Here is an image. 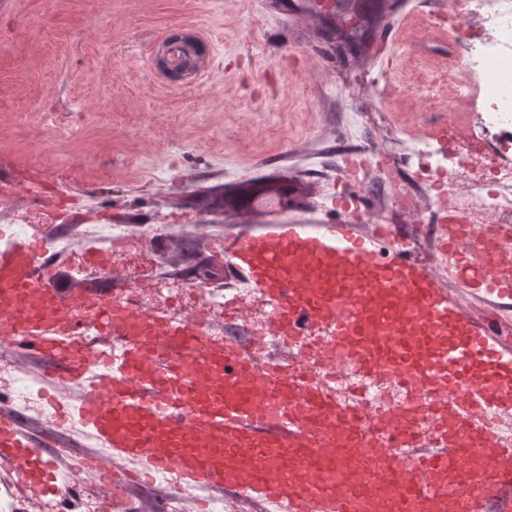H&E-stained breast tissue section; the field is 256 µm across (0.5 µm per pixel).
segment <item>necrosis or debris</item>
<instances>
[{"instance_id":"4bbe7bcc","label":"necrosis or debris","mask_w":512,"mask_h":512,"mask_svg":"<svg viewBox=\"0 0 512 512\" xmlns=\"http://www.w3.org/2000/svg\"><path fill=\"white\" fill-rule=\"evenodd\" d=\"M452 25L438 15L426 13L416 28V44H431L455 36L458 27L477 32L466 63L454 75L456 98L466 109L420 149L421 160L414 176H399L391 158L382 150L363 146L355 151L356 165L376 170L390 210L416 213L420 224L434 223L439 215H454L466 224H512V0H448ZM495 151H487V141ZM425 190L431 208L417 204L418 190ZM138 305L147 311L164 310L176 318L207 320L222 312L224 303L215 289L198 288L185 294L172 283L146 293L135 289ZM238 311L249 325L252 339L271 347L277 337L267 332L270 310L250 288L240 289ZM315 376L324 379L342 404L354 405V385L370 389L374 405L363 410L365 419L378 411L402 414L408 399L393 378L379 381L360 376L356 365L333 366L318 362ZM95 480L85 483L81 471H72L71 482L84 483L82 495L56 508L53 500L26 498L8 481L0 483V512H113L112 467L103 463L94 471Z\"/></svg>"}]
</instances>
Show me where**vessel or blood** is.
<instances>
[{"mask_svg": "<svg viewBox=\"0 0 512 512\" xmlns=\"http://www.w3.org/2000/svg\"><path fill=\"white\" fill-rule=\"evenodd\" d=\"M441 227L453 263L414 257L392 229L344 215L317 227L269 224L224 235L239 282L270 308L282 341L331 327L324 359L351 353L394 376L433 425L401 416L353 425L306 359L258 362L255 346L199 320L148 313L131 294L64 295L46 261L51 229L0 247V338L38 358L55 425L94 442L112 480L228 489L278 512H512V442L482 413L512 407V340L464 295L512 297V226ZM45 434L0 407V470L30 496L50 486Z\"/></svg>", "mask_w": 512, "mask_h": 512, "instance_id": "b4317fda", "label": "vessel or blood"}]
</instances>
